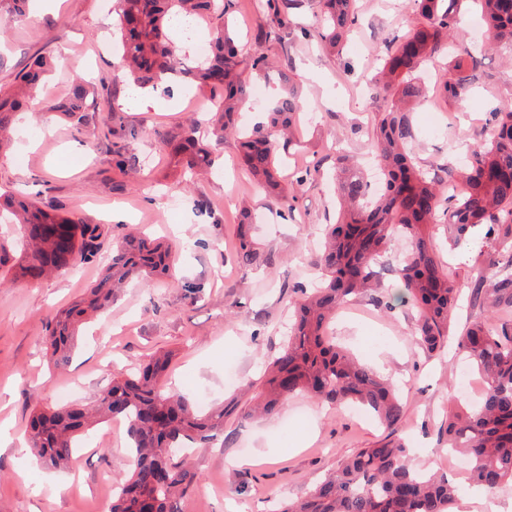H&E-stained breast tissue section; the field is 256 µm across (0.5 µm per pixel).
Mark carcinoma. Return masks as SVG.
Returning a JSON list of instances; mask_svg holds the SVG:
<instances>
[{
    "mask_svg": "<svg viewBox=\"0 0 512 512\" xmlns=\"http://www.w3.org/2000/svg\"><path fill=\"white\" fill-rule=\"evenodd\" d=\"M121 35L123 67L137 87L156 86L173 74L207 87L224 89V99L210 126V140L197 135L191 121L170 139L181 166L207 170L214 164L213 146L235 128V118L249 98L246 77L264 78L274 70L260 50L244 54L229 35L224 17L234 0H114ZM295 0H267L266 25L258 39L280 38L290 29ZM315 37L330 52L340 49L357 21L356 0H320ZM463 0H405L422 23L386 46L383 65L374 77L378 94L392 97L389 110L377 114L371 145L384 174L376 193L347 157L336 158L341 209L326 225L316 265L323 285L299 302L282 350L268 364L251 397L265 414L276 412L296 393L318 401L357 404L373 411L387 428L403 422L404 404L395 386L328 337L336 310L350 298L380 283L376 267L397 242H410L399 262L400 287L418 310L417 341L429 353H440L454 339L483 385L480 404L448 412V451L468 463L465 483L494 493L512 483V323L498 324L493 315L512 313V110L493 113L488 141H477L460 167L424 169L411 156V107L419 103V73L439 55L453 50L456 75L438 80L442 99L467 93L480 58L456 27ZM28 0H0V19L25 15ZM491 42L512 47V0H474ZM214 15L210 53L188 64L180 59L167 28L182 20ZM48 62L40 57L0 92V152L10 143L16 113L38 100ZM281 90L270 103L268 121L239 137L248 172L283 196L276 167L277 148L292 144L276 136L292 127L303 104L298 87L284 69L277 70ZM87 90L77 81L59 109L77 123L86 108ZM18 226L22 247L15 251L0 239V272L13 278L40 279L94 258L99 227L52 214L38 204L0 193V218ZM443 224L452 245H467L475 229L486 228L482 246L498 256L495 270L480 271L473 298L482 314L456 334L452 313L458 287L433 249L427 228ZM239 256L245 264L260 258L254 241L242 235ZM173 275L172 246L133 232L112 252L101 278L87 297L58 313L48 326L46 344L55 364L68 361L71 346L85 320L103 312L133 277ZM171 353L153 355L135 372L112 384L92 405L40 410L30 420V451L48 467L64 468L78 434L92 424L124 420L130 440L126 456L132 471L112 496L110 512H176L177 503L200 481L178 448H196L224 432V419L235 410L228 403L198 412L185 398L166 389ZM461 486L409 461L405 446L391 438L363 448L342 462L302 499L282 503L274 512H451Z\"/></svg>",
    "mask_w": 512,
    "mask_h": 512,
    "instance_id": "1",
    "label": "carcinoma"
}]
</instances>
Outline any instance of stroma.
<instances>
[{
  "label": "stroma",
  "mask_w": 512,
  "mask_h": 512,
  "mask_svg": "<svg viewBox=\"0 0 512 512\" xmlns=\"http://www.w3.org/2000/svg\"><path fill=\"white\" fill-rule=\"evenodd\" d=\"M318 0H303L283 42L258 44L264 18L259 0H236L234 31L244 52L262 48L288 68L304 108L299 146L280 154L287 209L264 183L234 164L237 142L218 148L220 172L185 179L167 141L189 117L220 103L217 90L173 83L136 107L133 87L118 70L112 0H30L27 15L0 38V87L10 88L37 57L53 67L40 90L37 111L19 113L10 146L0 151V189L27 196L52 213L100 227L97 260L62 270L37 283L0 285V512H109L114 486L129 470L123 462L127 425L99 424L76 449L69 469L43 467L27 445L28 421L39 409L96 401L112 380L160 350L174 354L173 391L212 404L237 399L247 406L265 363L281 349L292 308L311 289L324 225L336 220L331 175L337 151L370 160L372 122L390 101L371 79L385 43L419 27L421 18L402 0H357L358 20L341 52L323 51L312 36ZM479 16L466 9L458 26L483 53L472 83L469 111L453 101L428 97L411 114V152L419 166L460 162L468 145L489 137L492 110L512 107V49L487 51L471 31ZM89 91L81 126L60 119L54 106L73 80ZM125 149L126 171L112 163L114 147ZM317 161L320 173L296 183L294 170ZM209 203L207 211L197 200ZM174 247V277L143 280L94 322L82 327L68 363H49L45 325L80 300L98 278L102 260L130 228ZM249 232L263 258L244 264L238 237ZM491 255L469 250L448 272L460 288L456 323L479 316L469 288L473 272ZM379 300L358 298L338 314L337 341L349 346L402 390L407 419L389 432L374 419L360 420L348 407L295 396L270 416H231L224 434L190 456L200 475L181 500L180 512H270L275 500L305 495L316 479L360 449L395 434L412 449L420 467L447 473L448 410L474 406L449 387L460 366L451 352L428 354L416 341L415 309L400 298L396 270L383 275ZM237 380L225 385V369Z\"/></svg>",
  "instance_id": "stroma-1"
}]
</instances>
